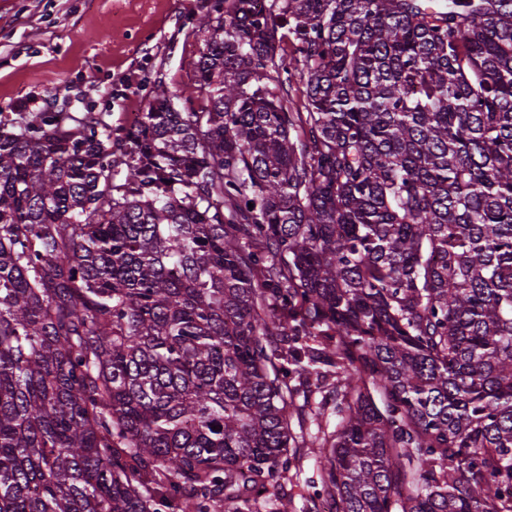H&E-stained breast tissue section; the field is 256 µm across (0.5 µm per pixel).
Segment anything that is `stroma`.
I'll list each match as a JSON object with an SVG mask.
<instances>
[{"instance_id":"1","label":"stroma","mask_w":512,"mask_h":512,"mask_svg":"<svg viewBox=\"0 0 512 512\" xmlns=\"http://www.w3.org/2000/svg\"><path fill=\"white\" fill-rule=\"evenodd\" d=\"M218 0H0V128L63 113L69 126L98 119L120 139L147 108L155 80L189 84L203 47L197 21ZM326 414L292 429L307 442L291 512H307L319 483Z\"/></svg>"}]
</instances>
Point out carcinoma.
<instances>
[{
    "instance_id": "1",
    "label": "carcinoma",
    "mask_w": 512,
    "mask_h": 512,
    "mask_svg": "<svg viewBox=\"0 0 512 512\" xmlns=\"http://www.w3.org/2000/svg\"><path fill=\"white\" fill-rule=\"evenodd\" d=\"M263 2L118 156L0 129V512H289L327 411L309 512H512V0ZM336 417L330 414L319 416L317 419H306L303 423H298L296 420L292 425L293 432L297 436H304L306 439V455L301 461L300 471L298 475L293 478L294 487L292 491L294 498L292 500L291 512H307V497L312 494L314 486L313 483H319L320 472L323 467V456L320 452L319 438L323 437L324 433L332 432L336 427Z\"/></svg>"
}]
</instances>
